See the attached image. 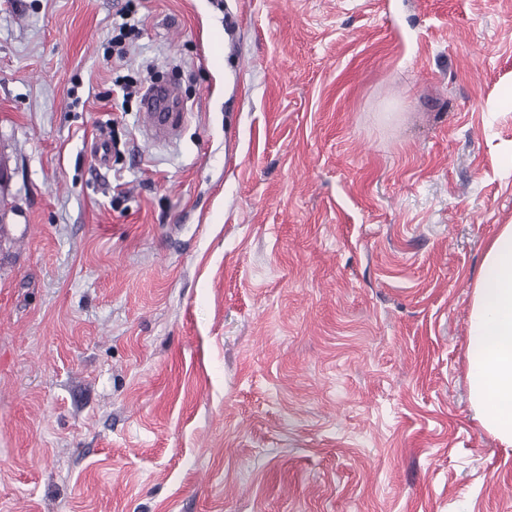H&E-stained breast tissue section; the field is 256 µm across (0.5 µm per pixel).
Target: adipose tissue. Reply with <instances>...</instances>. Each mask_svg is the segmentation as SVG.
<instances>
[{
	"label": "adipose tissue",
	"instance_id": "obj_1",
	"mask_svg": "<svg viewBox=\"0 0 512 512\" xmlns=\"http://www.w3.org/2000/svg\"><path fill=\"white\" fill-rule=\"evenodd\" d=\"M467 377L480 424L512 447V224L490 243L473 287Z\"/></svg>",
	"mask_w": 512,
	"mask_h": 512
}]
</instances>
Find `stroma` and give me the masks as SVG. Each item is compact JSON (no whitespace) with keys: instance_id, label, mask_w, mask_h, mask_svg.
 <instances>
[{"instance_id":"1","label":"stroma","mask_w":512,"mask_h":512,"mask_svg":"<svg viewBox=\"0 0 512 512\" xmlns=\"http://www.w3.org/2000/svg\"><path fill=\"white\" fill-rule=\"evenodd\" d=\"M124 3L0 0V512H512V0H139L111 57ZM135 0H127L126 6L122 11V19L125 20V22H122L118 25V34L113 35V37L110 40V43L112 44V51H117L118 54H122L124 51V45L125 40L128 38L129 35L134 31L135 24H131L130 20L131 16L135 14L136 11V4ZM117 48V49H115ZM143 101L144 109L140 115L143 134L158 144L176 141L187 119L186 108L177 90L157 84L151 87ZM467 377L480 424L512 447V224L490 243L473 287Z\"/></svg>"}]
</instances>
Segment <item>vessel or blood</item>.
I'll list each match as a JSON object with an SVG mask.
<instances>
[{"mask_svg": "<svg viewBox=\"0 0 512 512\" xmlns=\"http://www.w3.org/2000/svg\"><path fill=\"white\" fill-rule=\"evenodd\" d=\"M187 119V112L174 87L154 85L144 98L140 115L143 134L159 144L177 140Z\"/></svg>", "mask_w": 512, "mask_h": 512, "instance_id": "1", "label": "vessel or blood"}]
</instances>
